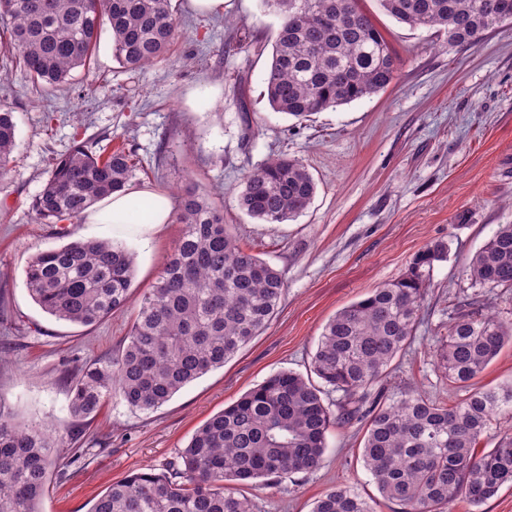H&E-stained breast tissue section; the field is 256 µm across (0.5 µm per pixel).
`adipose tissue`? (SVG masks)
<instances>
[{
    "instance_id": "adipose-tissue-1",
    "label": "adipose tissue",
    "mask_w": 512,
    "mask_h": 512,
    "mask_svg": "<svg viewBox=\"0 0 512 512\" xmlns=\"http://www.w3.org/2000/svg\"><path fill=\"white\" fill-rule=\"evenodd\" d=\"M140 203L153 204L148 217L153 232H160L171 221V210L166 202L160 201L155 193L140 187H129L113 193L89 208L85 221L89 224H129L133 221L134 208Z\"/></svg>"
}]
</instances>
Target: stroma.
<instances>
[{
  "label": "stroma",
  "mask_w": 512,
  "mask_h": 512,
  "mask_svg": "<svg viewBox=\"0 0 512 512\" xmlns=\"http://www.w3.org/2000/svg\"><path fill=\"white\" fill-rule=\"evenodd\" d=\"M181 32L163 58L137 70L113 60L102 34L90 67L44 92L22 72L0 85V106L17 125L10 176L0 179V402L17 420L42 421L63 436L65 474H50L42 512H89L113 482L164 471L213 414L280 370L308 373L324 324L339 309L398 279L414 256L443 241L411 344L385 384L444 402L462 398L437 361L450 317L472 297L512 323V289L472 286V255L512 224V23L473 46L442 31L412 27L361 0L399 61L379 93L303 120L274 112L264 94L269 48L279 20L261 0H224L218 14L173 0ZM79 142L121 147L137 166L134 182L167 197L191 188L224 207L247 252L279 269L285 294L269 327L228 360L154 411L110 399L91 422H74L71 386L87 364L122 348L133 312L92 327L44 313L24 269L38 251L64 240L38 223L31 204L52 159ZM300 159L316 183L311 207L295 220L261 224L239 208L246 176L267 159ZM81 237L117 238L135 254L132 296L156 281L182 227L152 233L144 224H77ZM364 421L338 420L322 466L262 489L244 484L257 512H311L331 486L354 488L375 512L381 500L360 450Z\"/></svg>",
  "instance_id": "obj_1"
}]
</instances>
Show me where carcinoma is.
I'll return each mask as SVG.
<instances>
[{
  "mask_svg": "<svg viewBox=\"0 0 512 512\" xmlns=\"http://www.w3.org/2000/svg\"><path fill=\"white\" fill-rule=\"evenodd\" d=\"M359 0H263L280 19L266 73L270 107L303 119L388 87L398 61ZM410 26L444 30L450 44L475 45L485 32L512 22V0H378ZM112 57L136 70L159 60L179 32L172 0H0V80L23 72L44 90L86 68L102 32ZM17 128L0 109V177L11 171ZM121 150L75 146L51 164L32 202L42 224L79 223L97 200L135 177ZM316 183L304 163L271 158L250 172L239 207L261 224H283L305 213ZM183 225L154 285L138 303L126 344L112 359L87 366L72 385L70 415L93 419L116 398L152 411L208 372L221 368L277 314L282 272L246 252L224 224V212L192 189L170 195ZM448 256L436 242L419 252L398 279L375 288L323 326L311 357V379L291 370L270 375L193 434L172 470L141 471L112 484L89 512H256L253 498L227 481L284 482L321 467L336 417L325 396L342 393L344 419L361 417L360 393L388 375L410 345L434 262ZM135 255L123 243L76 238L37 252L25 268L32 300L45 313L94 326L127 308ZM474 286L512 288V224H501L473 255ZM483 302L467 303L448 322L438 356L448 385L466 391L451 404L400 390L366 411L361 456L380 496L397 512H447L460 498L479 506L512 484V436L482 453L481 438L504 410L512 385L493 390L472 381L512 342V327ZM64 440L40 421H17L0 403V512H42L47 475L61 466ZM312 512H374L348 486H334Z\"/></svg>",
  "mask_w": 512,
  "mask_h": 512,
  "instance_id": "cac0c4a2",
  "label": "carcinoma"
}]
</instances>
